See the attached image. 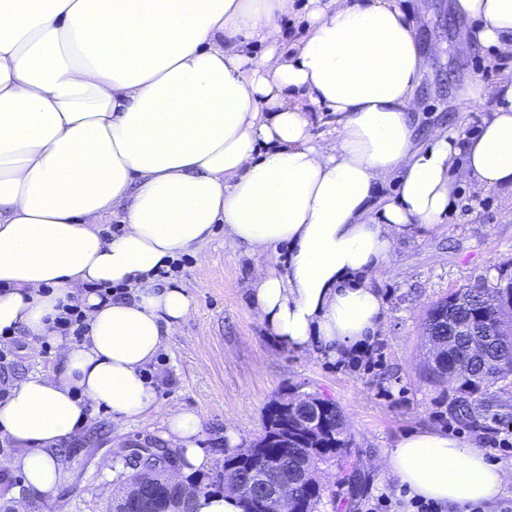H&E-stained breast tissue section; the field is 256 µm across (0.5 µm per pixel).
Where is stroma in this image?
Instances as JSON below:
<instances>
[{
	"label": "stroma",
	"instance_id": "stroma-1",
	"mask_svg": "<svg viewBox=\"0 0 512 512\" xmlns=\"http://www.w3.org/2000/svg\"><path fill=\"white\" fill-rule=\"evenodd\" d=\"M415 21L423 59L416 107L418 142L430 129L452 127L470 135L494 109L493 101L472 107L458 96L473 79L494 81V54L473 46V22L456 15L452 0H398ZM181 272L169 285L192 281L197 301L168 334L147 368L157 389L152 410L116 421L95 411L82 433L59 444L65 478L54 512H112L117 470L132 449L146 441L166 443V418L183 407L203 419L201 447L211 468L224 460V430L233 427L252 440L264 430L266 408L279 394L299 387L336 404L346 419L352 445L338 461L321 465L326 483L319 512H365L386 494L392 512H412L398 479L384 469L386 452L408 434L438 429L487 442L507 437L503 424L475 431L455 416L454 393L425 374L422 336L428 308L454 290L512 282V193L463 187L457 209L442 223L418 225L397 242L390 270L375 283L385 302L372 357L331 358L279 347L257 319L249 282L257 268L275 263V253L254 255L224 238L215 225L200 252L181 257ZM0 389L32 372L57 371L56 348L7 347Z\"/></svg>",
	"mask_w": 512,
	"mask_h": 512
}]
</instances>
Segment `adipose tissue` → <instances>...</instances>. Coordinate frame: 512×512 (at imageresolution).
I'll use <instances>...</instances> for the list:
<instances>
[{
	"mask_svg": "<svg viewBox=\"0 0 512 512\" xmlns=\"http://www.w3.org/2000/svg\"><path fill=\"white\" fill-rule=\"evenodd\" d=\"M294 0H0V334L48 340L59 372H34L0 404V460L19 478L17 512H50L64 478L56 445L102 407L145 414L146 367L195 306L191 284L156 275L224 236L285 266L259 269L250 303L277 343L330 357L381 329L373 283L398 239L456 207L460 181L512 191V74L461 97L495 100L471 136L437 127L417 143L422 58L396 0H306L305 37L280 40ZM474 42L512 56V0H455ZM336 116L315 141L312 114ZM395 183L390 198L383 185ZM118 217L121 233L103 234ZM123 287L101 301L91 285ZM78 301L80 340L52 328ZM181 471L208 464L201 417L171 410ZM410 495L447 512H492L512 481L476 441L438 430L385 456Z\"/></svg>",
	"mask_w": 512,
	"mask_h": 512,
	"instance_id": "1",
	"label": "adipose tissue"
}]
</instances>
